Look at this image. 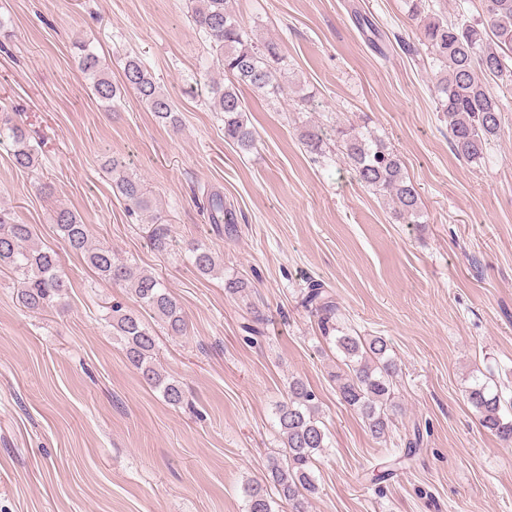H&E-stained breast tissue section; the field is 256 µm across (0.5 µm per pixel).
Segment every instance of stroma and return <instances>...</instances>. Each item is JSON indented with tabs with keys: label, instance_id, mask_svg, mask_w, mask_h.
Wrapping results in <instances>:
<instances>
[{
	"label": "stroma",
	"instance_id": "obj_1",
	"mask_svg": "<svg viewBox=\"0 0 512 512\" xmlns=\"http://www.w3.org/2000/svg\"><path fill=\"white\" fill-rule=\"evenodd\" d=\"M229 6L255 41H279L286 76L280 97L242 91L258 132L249 151L189 91L209 55L189 0H0V111L21 112L42 162L39 174L22 172L0 145V207L32 225L70 283L62 309L33 314L0 274V512H246V480L284 453L274 412L295 378L315 392L329 436L309 512H512V446L480 425L465 395L477 377L512 390V97L501 137L470 163L452 150L409 51L418 25L408 0ZM357 11L386 33L383 49L356 27ZM77 40L116 82L123 57L140 56L174 98L178 128L131 92L106 110L77 68ZM339 120L402 156L419 223L394 221L348 166L306 151L303 122ZM115 155L143 181L172 250H155L150 214L129 213L113 192ZM215 193L234 205L236 231L209 223ZM60 206L184 309L180 337L143 316L183 404L128 364L109 318L113 304H137L67 247L52 222ZM196 241L223 258V274L194 272L185 247ZM235 277L250 296L225 291ZM311 278L331 288L346 326L390 345L399 410L386 439L339 399L341 355L301 305ZM257 311L256 337L247 327ZM417 424L429 433L414 461L371 484L367 473Z\"/></svg>",
	"mask_w": 512,
	"mask_h": 512
}]
</instances>
